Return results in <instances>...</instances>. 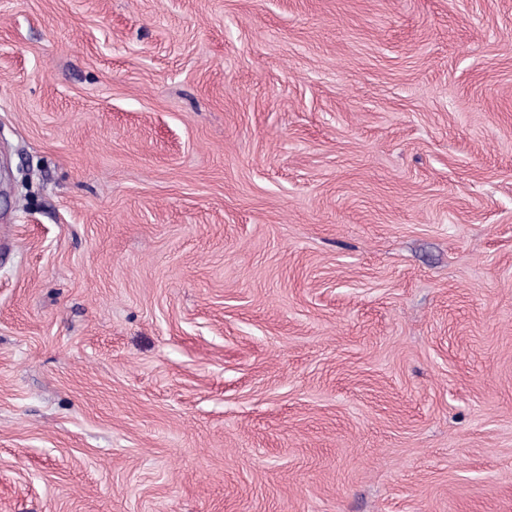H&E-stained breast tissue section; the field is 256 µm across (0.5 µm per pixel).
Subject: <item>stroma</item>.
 Instances as JSON below:
<instances>
[{
	"instance_id": "35a3bbf8",
	"label": "stroma",
	"mask_w": 512,
	"mask_h": 512,
	"mask_svg": "<svg viewBox=\"0 0 512 512\" xmlns=\"http://www.w3.org/2000/svg\"><path fill=\"white\" fill-rule=\"evenodd\" d=\"M0 512H512V0H0Z\"/></svg>"
}]
</instances>
